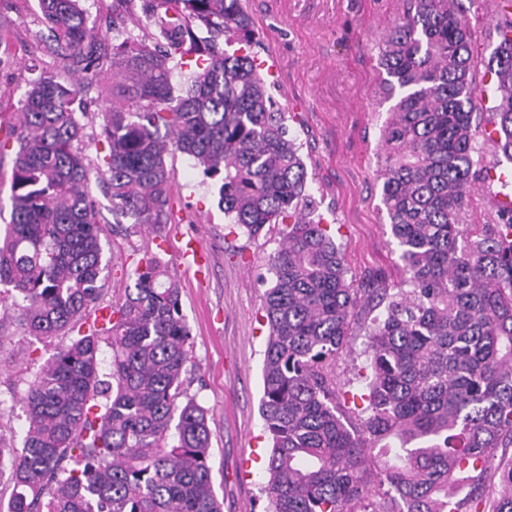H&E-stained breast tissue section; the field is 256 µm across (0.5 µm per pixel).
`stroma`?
Segmentation results:
<instances>
[{
  "label": "stroma",
  "instance_id": "1",
  "mask_svg": "<svg viewBox=\"0 0 512 512\" xmlns=\"http://www.w3.org/2000/svg\"><path fill=\"white\" fill-rule=\"evenodd\" d=\"M254 22V52L268 63L264 79L274 99L295 117L290 133L301 143L308 183L330 224L347 266L361 279L402 277L398 250L381 204L380 131L389 117L378 94V46L406 9L405 0H246ZM501 0H475L467 14L473 49L489 57L496 43L492 21ZM51 32L37 0H0V127L18 122V107L44 72H62L50 53ZM496 162V161H495ZM176 173L174 219L162 234L111 221L112 204L96 203L104 217L110 272L103 296L134 284L132 261L160 250L181 288L191 329L189 395L211 416L209 465L223 512H264L269 441L260 413L261 368L268 338L262 300L271 282L270 255L277 230L251 238L227 223L217 206L218 185L183 154L168 157ZM512 196V162L500 160L480 181L470 214L487 220L492 201ZM200 249L202 270L186 269L180 254ZM16 310L0 305V444L20 447L26 426L21 395L39 367L67 344L57 336L25 335Z\"/></svg>",
  "mask_w": 512,
  "mask_h": 512
}]
</instances>
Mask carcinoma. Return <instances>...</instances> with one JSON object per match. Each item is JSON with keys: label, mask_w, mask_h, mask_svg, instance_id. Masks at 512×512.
<instances>
[{"label": "carcinoma", "mask_w": 512, "mask_h": 512, "mask_svg": "<svg viewBox=\"0 0 512 512\" xmlns=\"http://www.w3.org/2000/svg\"><path fill=\"white\" fill-rule=\"evenodd\" d=\"M148 2L157 33L116 30V57L78 0H39L49 49L78 78L42 74L0 135V153L15 154L0 285L28 335L70 336L25 391L22 447L0 448L8 512H222L209 411L184 389L191 330L161 253L134 261V287L97 318L110 260L91 188L111 199L112 223L157 229L173 218L174 152L220 178L230 223L251 237L280 226L263 301L265 512H512V459L498 455L512 447V200L464 223L477 136L512 162V10L487 61L463 0H407L385 34L381 202L404 279L364 285L318 214L290 112L254 56L228 51L253 39L243 0ZM189 55L196 70L176 89ZM109 69L93 164L74 104L103 92ZM488 73L497 95L484 114ZM359 336L348 377L339 364Z\"/></svg>", "instance_id": "carcinoma-1"}]
</instances>
